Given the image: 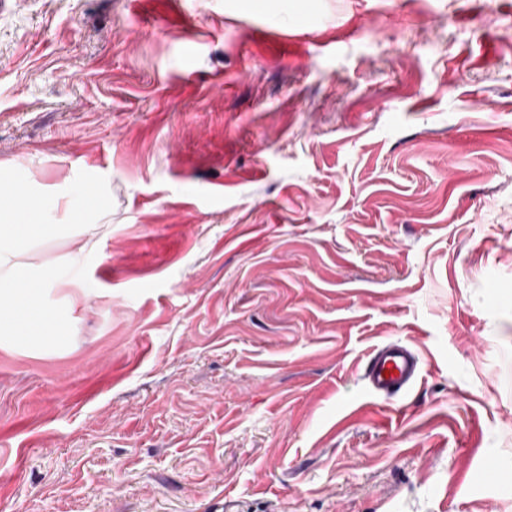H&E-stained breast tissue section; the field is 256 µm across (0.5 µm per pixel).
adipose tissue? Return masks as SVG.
Instances as JSON below:
<instances>
[{
  "mask_svg": "<svg viewBox=\"0 0 512 512\" xmlns=\"http://www.w3.org/2000/svg\"><path fill=\"white\" fill-rule=\"evenodd\" d=\"M73 193L35 194L31 185L0 170V339L13 336L43 342L60 335L64 319L45 302V292L59 279L57 265H35L26 254L36 241L60 236L56 212H64L71 224L90 223L95 208Z\"/></svg>",
  "mask_w": 512,
  "mask_h": 512,
  "instance_id": "1",
  "label": "adipose tissue"
}]
</instances>
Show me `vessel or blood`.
<instances>
[{
  "mask_svg": "<svg viewBox=\"0 0 512 512\" xmlns=\"http://www.w3.org/2000/svg\"><path fill=\"white\" fill-rule=\"evenodd\" d=\"M422 359L409 344L387 341L368 355L362 380L368 392L384 397L406 393L417 382Z\"/></svg>",
  "mask_w": 512,
  "mask_h": 512,
  "instance_id": "vessel-or-blood-1",
  "label": "vessel or blood"
}]
</instances>
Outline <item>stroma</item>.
<instances>
[{"label":"stroma","instance_id":"obj_1","mask_svg":"<svg viewBox=\"0 0 512 512\" xmlns=\"http://www.w3.org/2000/svg\"><path fill=\"white\" fill-rule=\"evenodd\" d=\"M1 165L108 234L0 512H512V0H6ZM421 371L419 353L407 343L391 340L372 350L361 377L368 392L391 397L409 391L419 379Z\"/></svg>","mask_w":512,"mask_h":512}]
</instances>
